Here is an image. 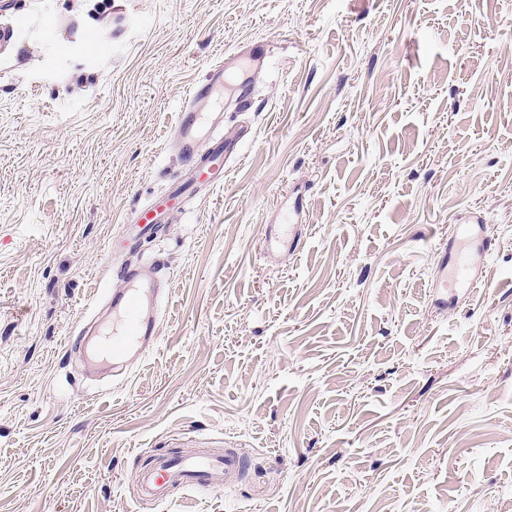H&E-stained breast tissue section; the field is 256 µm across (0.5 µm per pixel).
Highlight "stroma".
<instances>
[{"label":"stroma","instance_id":"stroma-1","mask_svg":"<svg viewBox=\"0 0 512 512\" xmlns=\"http://www.w3.org/2000/svg\"><path fill=\"white\" fill-rule=\"evenodd\" d=\"M0 58V512H512V0H17ZM130 18L114 23L119 8ZM73 25L48 39L46 18ZM104 43L88 59L80 42ZM251 40V134L144 245L167 288L124 376L67 351L121 287L122 213ZM299 209L298 237L284 236ZM484 218L479 292L435 303L433 247ZM244 449L243 477L142 503L153 454Z\"/></svg>","mask_w":512,"mask_h":512}]
</instances>
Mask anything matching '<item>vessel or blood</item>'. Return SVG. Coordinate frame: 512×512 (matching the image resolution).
Returning a JSON list of instances; mask_svg holds the SVG:
<instances>
[{
  "instance_id": "b4317fda",
  "label": "vessel or blood",
  "mask_w": 512,
  "mask_h": 512,
  "mask_svg": "<svg viewBox=\"0 0 512 512\" xmlns=\"http://www.w3.org/2000/svg\"><path fill=\"white\" fill-rule=\"evenodd\" d=\"M268 63L263 42L255 41L241 49L225 53L211 64L203 79L195 81L189 98L178 114L176 124L162 143L163 150L175 152L183 161L185 174L173 177L166 188L148 202L132 208L121 221L125 241L124 261L113 269L125 286L119 291L104 292L100 303L102 316L93 323L78 322V350L84 364L92 369H109L123 374L130 359L147 354L157 345L154 326L161 315L164 278L144 276L139 259L145 240L164 236L162 216L167 208L185 207L200 185L223 184L229 162L239 159V142L224 136V115L203 112L199 103L230 102L239 107L251 106L253 88L248 71ZM457 241L476 242L479 251H488L492 233L486 224H458L453 230ZM440 276L435 283L441 294L454 292L459 283L476 288L464 257L449 256L447 249L433 251ZM246 461L239 449L228 448L215 454L201 450L197 455L182 457L172 453L157 456L135 476L141 499L165 498L169 489L180 493H201L224 488L244 473Z\"/></svg>"
}]
</instances>
